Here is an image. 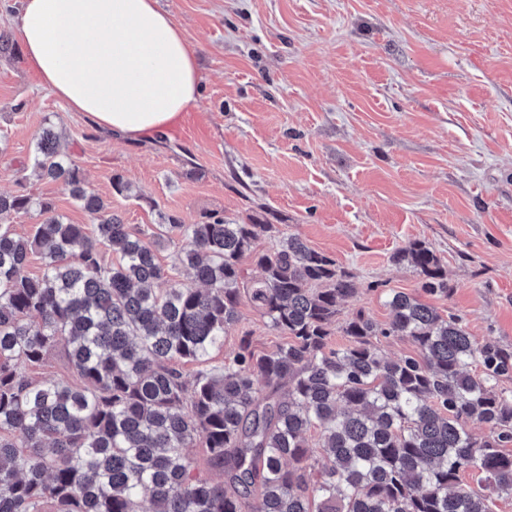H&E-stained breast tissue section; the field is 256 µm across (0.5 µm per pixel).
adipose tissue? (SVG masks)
Returning <instances> with one entry per match:
<instances>
[{
    "label": "adipose tissue",
    "instance_id": "obj_1",
    "mask_svg": "<svg viewBox=\"0 0 512 512\" xmlns=\"http://www.w3.org/2000/svg\"><path fill=\"white\" fill-rule=\"evenodd\" d=\"M18 36L41 85L128 139L172 127L199 100L195 52L157 0H22Z\"/></svg>",
    "mask_w": 512,
    "mask_h": 512
}]
</instances>
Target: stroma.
Here are the masks:
<instances>
[{"mask_svg": "<svg viewBox=\"0 0 512 512\" xmlns=\"http://www.w3.org/2000/svg\"><path fill=\"white\" fill-rule=\"evenodd\" d=\"M202 76L196 106L139 140L69 111L23 59L0 61V193L51 125L124 223L164 213L279 225L353 274L345 311L390 319L423 296L477 342L512 345V0H159ZM133 186L116 195L113 174ZM421 241L449 296L392 254ZM211 352L283 339L249 300Z\"/></svg>", "mask_w": 512, "mask_h": 512, "instance_id": "1", "label": "stroma"}]
</instances>
